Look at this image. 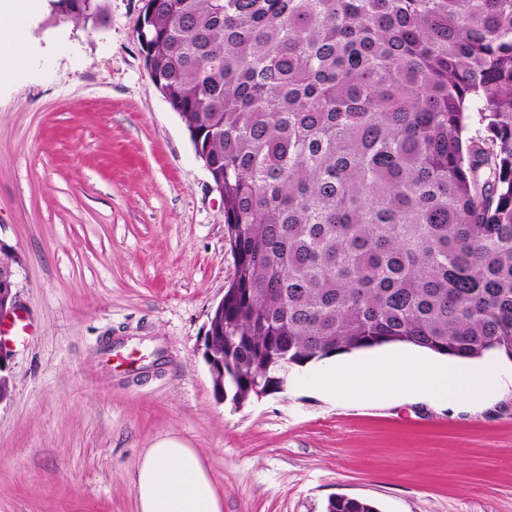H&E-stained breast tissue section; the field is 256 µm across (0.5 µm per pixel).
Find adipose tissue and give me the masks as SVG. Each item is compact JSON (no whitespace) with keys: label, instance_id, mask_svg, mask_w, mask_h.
I'll return each mask as SVG.
<instances>
[{"label":"adipose tissue","instance_id":"1","mask_svg":"<svg viewBox=\"0 0 512 512\" xmlns=\"http://www.w3.org/2000/svg\"><path fill=\"white\" fill-rule=\"evenodd\" d=\"M358 379L374 392L389 395L402 389L433 401L472 400L488 382L459 364L435 357H392L366 364L346 365L325 376L326 388L345 392L348 378ZM138 512H223L224 501L195 449L161 442L142 454L134 479Z\"/></svg>","mask_w":512,"mask_h":512}]
</instances>
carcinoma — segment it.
<instances>
[{
	"mask_svg": "<svg viewBox=\"0 0 512 512\" xmlns=\"http://www.w3.org/2000/svg\"><path fill=\"white\" fill-rule=\"evenodd\" d=\"M149 8V76L224 188L233 403L388 344L512 359V0Z\"/></svg>",
	"mask_w": 512,
	"mask_h": 512,
	"instance_id": "obj_1",
	"label": "carcinoma"
}]
</instances>
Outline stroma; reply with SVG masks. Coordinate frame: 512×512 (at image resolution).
<instances>
[{
    "label": "stroma",
    "instance_id": "obj_1",
    "mask_svg": "<svg viewBox=\"0 0 512 512\" xmlns=\"http://www.w3.org/2000/svg\"><path fill=\"white\" fill-rule=\"evenodd\" d=\"M0 81V241L21 264L0 401V512H137L133 478L165 439L196 449L224 512H512V360L477 403L365 388L330 363L237 405L214 390L208 317L234 277L224 205L152 83L141 0L104 23L33 0ZM326 512H377V509L365 500L334 497L329 499Z\"/></svg>",
    "mask_w": 512,
    "mask_h": 512
}]
</instances>
